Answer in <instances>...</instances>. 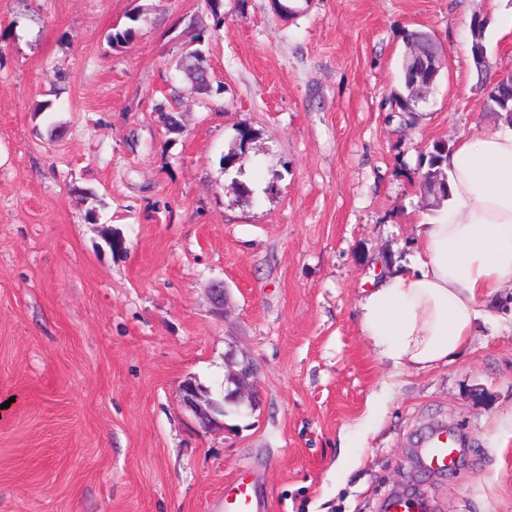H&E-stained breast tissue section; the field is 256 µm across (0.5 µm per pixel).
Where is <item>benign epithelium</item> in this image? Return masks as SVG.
Listing matches in <instances>:
<instances>
[{"instance_id": "1", "label": "benign epithelium", "mask_w": 512, "mask_h": 512, "mask_svg": "<svg viewBox=\"0 0 512 512\" xmlns=\"http://www.w3.org/2000/svg\"><path fill=\"white\" fill-rule=\"evenodd\" d=\"M211 303L214 313L224 315L227 291L224 281L215 280L209 288ZM257 368L253 361L247 357L233 361L229 364V370L225 379V391L222 401L218 402L203 396V389L199 384L188 378L180 387L182 403L208 431L224 428V422L218 416L225 414L224 404H243L253 408L258 403L256 391Z\"/></svg>"}]
</instances>
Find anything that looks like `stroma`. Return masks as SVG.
I'll use <instances>...</instances> for the list:
<instances>
[{
	"label": "stroma",
	"mask_w": 512,
	"mask_h": 512,
	"mask_svg": "<svg viewBox=\"0 0 512 512\" xmlns=\"http://www.w3.org/2000/svg\"><path fill=\"white\" fill-rule=\"evenodd\" d=\"M478 7L511 71L512 0H224L220 28L203 0H0V512H224L242 473L264 512H383L395 494L512 512V320L386 390L357 317L432 210L421 157L495 125ZM412 31L443 68L409 125L393 97ZM200 32L223 91L185 95L170 133L158 106ZM245 356L257 407L202 430L181 381L219 389ZM437 425L458 438L449 473L416 461Z\"/></svg>",
	"instance_id": "stroma-1"
}]
</instances>
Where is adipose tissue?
<instances>
[{"label": "adipose tissue", "instance_id": "ef3b65f1", "mask_svg": "<svg viewBox=\"0 0 512 512\" xmlns=\"http://www.w3.org/2000/svg\"><path fill=\"white\" fill-rule=\"evenodd\" d=\"M443 167L449 197L422 216L410 264L372 279L358 304L392 380L447 365L492 317L487 300L512 288V126L460 139Z\"/></svg>", "mask_w": 512, "mask_h": 512}]
</instances>
